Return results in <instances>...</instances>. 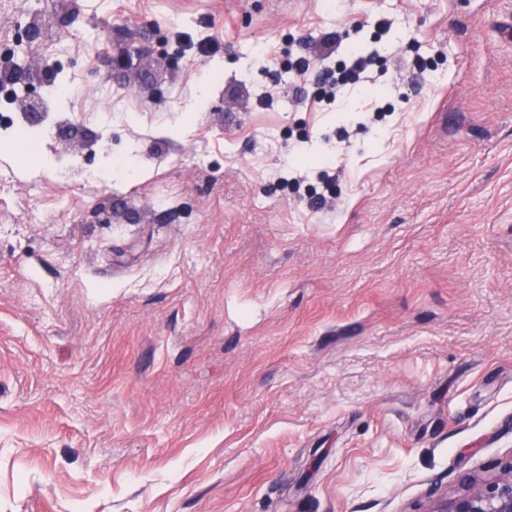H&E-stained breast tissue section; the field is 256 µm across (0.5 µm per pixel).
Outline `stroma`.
Here are the masks:
<instances>
[{
	"instance_id": "obj_1",
	"label": "stroma",
	"mask_w": 512,
	"mask_h": 512,
	"mask_svg": "<svg viewBox=\"0 0 512 512\" xmlns=\"http://www.w3.org/2000/svg\"><path fill=\"white\" fill-rule=\"evenodd\" d=\"M33 20L97 170L0 131V512H423L512 452V0H8L0 33ZM373 64L370 57L357 56L352 64L344 66L337 71L325 68L321 74L318 85L321 101L331 104L336 101V89L340 85L360 81L361 75Z\"/></svg>"
}]
</instances>
